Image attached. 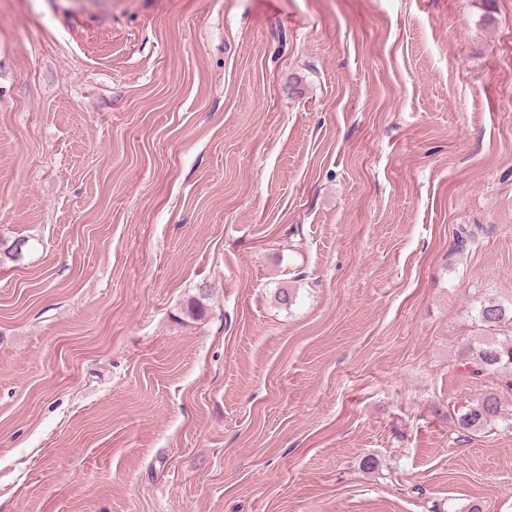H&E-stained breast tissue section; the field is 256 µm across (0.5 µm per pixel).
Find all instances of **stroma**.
<instances>
[{"label": "stroma", "mask_w": 512, "mask_h": 512, "mask_svg": "<svg viewBox=\"0 0 512 512\" xmlns=\"http://www.w3.org/2000/svg\"><path fill=\"white\" fill-rule=\"evenodd\" d=\"M19 239L0 512H512V0H0ZM478 329L495 336H480L462 352L474 378L498 376L512 389V299L510 306L495 297H482L474 309ZM497 331V332H492ZM502 402L497 392H487L471 402L458 416L459 427L468 433H479L502 418Z\"/></svg>", "instance_id": "obj_1"}]
</instances>
